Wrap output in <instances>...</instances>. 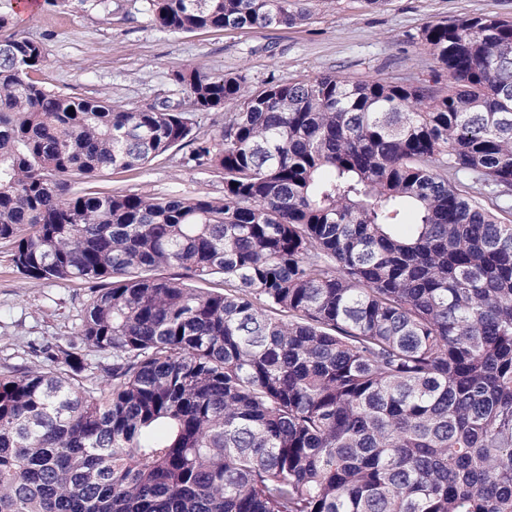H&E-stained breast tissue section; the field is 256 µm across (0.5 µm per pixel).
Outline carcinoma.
Instances as JSON below:
<instances>
[{"mask_svg":"<svg viewBox=\"0 0 512 512\" xmlns=\"http://www.w3.org/2000/svg\"><path fill=\"white\" fill-rule=\"evenodd\" d=\"M146 3L173 32L311 17ZM417 40L448 86L191 67L183 101L129 109L0 39V240L90 291L75 336L31 346L49 367L0 374V512H512V23ZM181 145L224 197L69 191Z\"/></svg>","mask_w":512,"mask_h":512,"instance_id":"obj_1","label":"carcinoma"}]
</instances>
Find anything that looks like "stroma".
<instances>
[{
  "mask_svg": "<svg viewBox=\"0 0 512 512\" xmlns=\"http://www.w3.org/2000/svg\"><path fill=\"white\" fill-rule=\"evenodd\" d=\"M305 24L265 30L205 29L173 33L159 28L145 0H66L60 7L40 0L34 15L14 13V34L42 43L45 62L33 80L73 97H93L126 108L178 102L177 71L198 66L222 76L245 77L251 87L295 82L323 73L351 79L417 84L447 82L417 43L426 24L465 16L512 20V0H311ZM171 149L129 171L70 178L80 192L224 195L214 172L186 167ZM87 290L80 282L25 278L0 241V373L38 364L31 344L62 340L77 329Z\"/></svg>",
  "mask_w": 512,
  "mask_h": 512,
  "instance_id": "35a3bbf8",
  "label": "stroma"
}]
</instances>
